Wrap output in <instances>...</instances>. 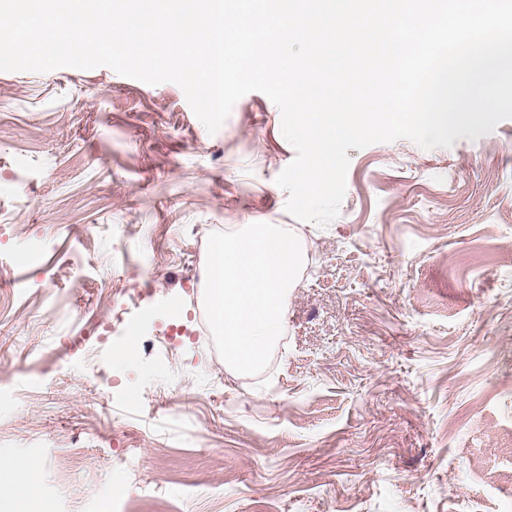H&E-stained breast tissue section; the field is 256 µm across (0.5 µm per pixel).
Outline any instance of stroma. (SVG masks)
Returning <instances> with one entry per match:
<instances>
[{
	"instance_id": "obj_1",
	"label": "stroma",
	"mask_w": 512,
	"mask_h": 512,
	"mask_svg": "<svg viewBox=\"0 0 512 512\" xmlns=\"http://www.w3.org/2000/svg\"><path fill=\"white\" fill-rule=\"evenodd\" d=\"M260 92L208 133L107 66L0 72V453L23 512H512V118L349 149L327 226ZM285 224L283 341L233 371L202 319L205 225ZM127 361L117 354L128 345ZM37 483V473L17 454H0V506H12L27 497Z\"/></svg>"
}]
</instances>
